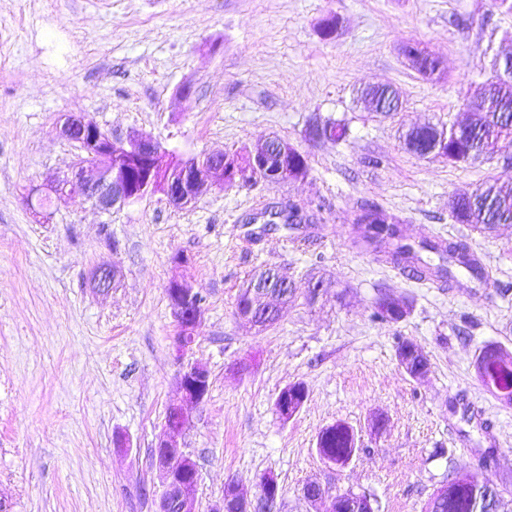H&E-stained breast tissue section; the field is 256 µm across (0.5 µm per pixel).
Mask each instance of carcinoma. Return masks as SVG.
Instances as JSON below:
<instances>
[{"label": "carcinoma", "mask_w": 512, "mask_h": 512, "mask_svg": "<svg viewBox=\"0 0 512 512\" xmlns=\"http://www.w3.org/2000/svg\"><path fill=\"white\" fill-rule=\"evenodd\" d=\"M403 53L425 78L440 70L438 58L421 52L414 45L405 46ZM494 70L493 79L464 99L463 110L468 117L466 122L459 124V130L430 124L414 126L404 136L405 148L418 157H424L438 147L443 150L444 159L455 166L472 163L497 149L512 148V59L495 60ZM361 94L376 112L386 109L391 103L394 110L400 108L399 96L390 87L366 85ZM308 133L320 140L339 142L346 140L348 127L341 122L327 121L310 125ZM265 162L271 172L286 164L288 172L295 178H305L310 174L308 157L291 147L284 158L278 151L266 153ZM224 164L243 172H254L245 149L224 153ZM450 208L456 223L467 224L474 229L490 231L499 224H512V184L487 180L472 192L454 197ZM301 212L300 204L290 202L283 218L268 221V226L281 224L284 229L294 232L302 223ZM353 226L355 243L381 261L403 272L408 271L420 280L445 287L456 280L455 271L459 267L478 281L486 277L485 267L467 242L426 236L416 241L406 235L404 220L369 200L360 203ZM433 255L437 260L431 259ZM272 272L274 269L267 268L253 274L247 286L238 292L235 305L245 309L255 306L265 311L290 301L293 291L279 288L277 282L270 281ZM373 308L374 319L390 323L406 317L411 303L381 292L374 299ZM342 426L343 423L337 422L319 432V455L323 460L343 463L351 455L353 448ZM424 512H480V508L470 486L450 481L431 495L424 505Z\"/></svg>", "instance_id": "cac0c4a2"}]
</instances>
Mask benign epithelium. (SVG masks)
Here are the masks:
<instances>
[{
	"mask_svg": "<svg viewBox=\"0 0 512 512\" xmlns=\"http://www.w3.org/2000/svg\"><path fill=\"white\" fill-rule=\"evenodd\" d=\"M62 135L77 144L81 154L96 158L93 163L77 158L69 170L51 181L46 187L33 188L30 195L48 191L60 198L89 202L103 213L121 208L145 196L161 192L174 204L194 202L214 188L228 183L248 182L247 173L236 168L224 167V154L209 155L210 163L203 164L201 158L173 161L162 144L146 135L130 130L124 134L104 130L101 126L81 118L68 120L61 130ZM115 281V271L102 264L94 272L97 289L107 291ZM172 289L170 303L180 335L175 337L173 350L179 363L176 377L179 401L168 408L170 419L156 443L155 456L163 478V491H168L178 464L192 458L178 446V438L190 423L209 392L210 372L202 364L184 361L185 354L195 341L204 309L191 307L197 296L192 286L184 280L168 283ZM401 367L414 376H420L425 367V357L417 348L403 349L398 357ZM305 390L296 385L291 391L279 394L278 410L284 417H293L303 406ZM457 478L472 484L478 492V502L485 512H498L499 497L496 488L480 481L470 473H460ZM355 512H376L372 495L347 492Z\"/></svg>",
	"mask_w": 512,
	"mask_h": 512,
	"instance_id": "1",
	"label": "benign epithelium"
}]
</instances>
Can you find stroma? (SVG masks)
<instances>
[{"mask_svg":"<svg viewBox=\"0 0 512 512\" xmlns=\"http://www.w3.org/2000/svg\"><path fill=\"white\" fill-rule=\"evenodd\" d=\"M332 14L341 29L326 40ZM408 43L443 72L422 78ZM500 52L512 53V14L492 0H0V512H156L155 442L178 398L174 279L205 298L187 357L208 367L211 388L180 440L201 512L231 481L254 497L264 474L282 512H329L330 495L349 490L373 494L378 512H422L462 470L504 489L499 512H512V405L475 369L487 346L512 352V224L480 232L449 207L488 178L512 183V163L455 167L402 141L413 125L463 121L462 100ZM364 83L397 88L400 111L369 110ZM71 115L152 136L183 160L275 135L311 171L186 207L157 193L106 215L63 198L40 220L28 190L75 160L59 134ZM317 119L346 123L347 140H310ZM366 199L412 237L467 240L489 279L462 270L459 287L441 288L352 248L350 217ZM288 200L309 205L318 228L248 240L246 217ZM103 262L116 269L105 292L93 284ZM262 267L288 276L297 299L259 332L234 300ZM313 278L326 287L311 301ZM384 291L409 299L410 314L373 321ZM401 341L426 357L420 377L400 366ZM294 382L308 398L284 421L274 400ZM339 421L357 434L344 467L316 449ZM312 482L328 497L305 499Z\"/></svg>","mask_w":512,"mask_h":512,"instance_id":"stroma-1","label":"stroma"}]
</instances>
